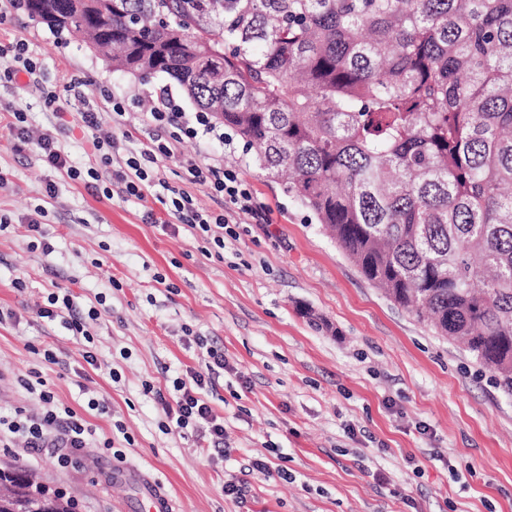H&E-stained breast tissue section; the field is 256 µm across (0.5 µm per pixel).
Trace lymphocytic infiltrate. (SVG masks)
<instances>
[{
    "mask_svg": "<svg viewBox=\"0 0 512 512\" xmlns=\"http://www.w3.org/2000/svg\"><path fill=\"white\" fill-rule=\"evenodd\" d=\"M215 127L206 113H196L187 120L184 112L166 95H159L151 112L149 141L140 153L130 154L124 167L113 171L112 180L124 198L145 200L149 188L160 185L154 165L158 159L174 156L187 139L214 133ZM187 172L191 183L206 186L222 196L225 205L257 218L261 208L254 203L235 172L221 167H201L189 164ZM168 214L176 223L190 230L212 237L216 245L224 243V215L199 208L193 197L185 192L173 191ZM41 317L55 319L66 316V324L73 335L87 336V323L96 319V311L84 312L78 308L72 294L60 288L49 293L47 304L40 310ZM198 348L204 349L208 360L204 369H187L184 377L173 383L172 394L155 391L154 397L176 431L193 430L198 438L208 441L216 454L224 452V419L213 411L206 394L215 390L216 381L227 368L222 352L211 347L207 337H196ZM29 393L37 394L42 405L39 413H27L25 408L15 409L13 415H0V443L23 438L26 447L47 449L58 465H66L71 457L92 444L112 449L113 439L96 441L93 430L72 409H58L50 391L28 385Z\"/></svg>",
    "mask_w": 512,
    "mask_h": 512,
    "instance_id": "1",
    "label": "lymphocytic infiltrate"
}]
</instances>
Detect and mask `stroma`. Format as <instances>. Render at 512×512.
Returning <instances> with one entry per match:
<instances>
[{"label": "stroma", "instance_id": "stroma-1", "mask_svg": "<svg viewBox=\"0 0 512 512\" xmlns=\"http://www.w3.org/2000/svg\"><path fill=\"white\" fill-rule=\"evenodd\" d=\"M18 40L40 75L9 79L11 62L0 60V218L9 221L0 231V307L19 317L0 325V414L39 412L22 383L40 375L59 407L114 438L122 455L89 448L61 468L18 438L0 444V467L33 472L77 512H148L150 490L170 512H512V399L488 371L367 281L232 130L184 141L158 162L170 187L208 210L223 204L187 181L185 160L235 171L247 186L265 219L229 213L220 248L162 230L167 207L155 194L108 197L48 167L34 142L45 132L72 166L111 179L77 119L85 103L104 114L98 134L135 149L160 90L187 115L195 108L173 81L112 70L79 37L58 40L22 9L0 19V44ZM69 82L67 112L48 110L40 86ZM104 90L123 99L121 121ZM18 111L32 142L7 128ZM149 210L155 223L145 220ZM35 214L53 253L32 244L25 220ZM57 286L82 310L96 309L88 337L38 317ZM198 335L216 341L228 365L211 399L224 419L221 457L203 453L194 435L165 431L145 391L204 369L206 353L192 345ZM48 350L55 362L45 360ZM87 351L99 368L88 367ZM92 398L107 411L89 409ZM230 480L243 497L225 494Z\"/></svg>", "mask_w": 512, "mask_h": 512}]
</instances>
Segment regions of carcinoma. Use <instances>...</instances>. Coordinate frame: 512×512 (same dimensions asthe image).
Listing matches in <instances>:
<instances>
[{
    "label": "carcinoma",
    "instance_id": "1",
    "mask_svg": "<svg viewBox=\"0 0 512 512\" xmlns=\"http://www.w3.org/2000/svg\"><path fill=\"white\" fill-rule=\"evenodd\" d=\"M58 2L25 11L117 71L175 81L367 280L512 398V0ZM43 500L75 512L0 470V512Z\"/></svg>",
    "mask_w": 512,
    "mask_h": 512
}]
</instances>
